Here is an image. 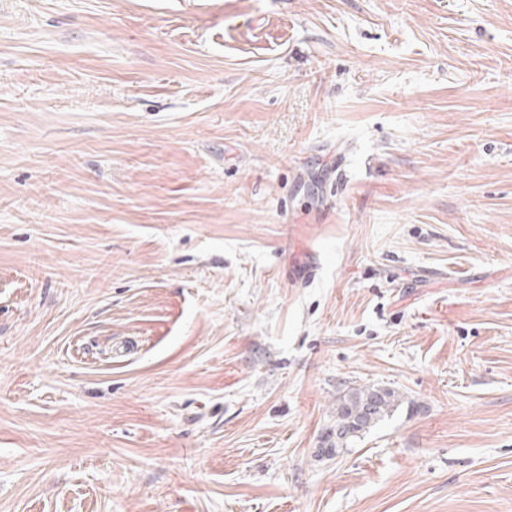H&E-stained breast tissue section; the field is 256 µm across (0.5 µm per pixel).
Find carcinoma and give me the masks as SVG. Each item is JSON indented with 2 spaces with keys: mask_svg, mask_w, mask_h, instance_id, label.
<instances>
[{
  "mask_svg": "<svg viewBox=\"0 0 512 512\" xmlns=\"http://www.w3.org/2000/svg\"><path fill=\"white\" fill-rule=\"evenodd\" d=\"M402 403L393 389L378 385L353 387L336 399V415L321 442L318 455L333 458L353 447Z\"/></svg>",
  "mask_w": 512,
  "mask_h": 512,
  "instance_id": "1",
  "label": "carcinoma"
}]
</instances>
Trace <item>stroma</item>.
<instances>
[{"instance_id":"35a3bbf8","label":"stroma","mask_w":512,"mask_h":512,"mask_svg":"<svg viewBox=\"0 0 512 512\" xmlns=\"http://www.w3.org/2000/svg\"><path fill=\"white\" fill-rule=\"evenodd\" d=\"M0 512H512V0H0ZM402 403L393 389L378 385L353 387L336 399V415L318 455L329 459L353 448L355 442L394 413Z\"/></svg>"}]
</instances>
